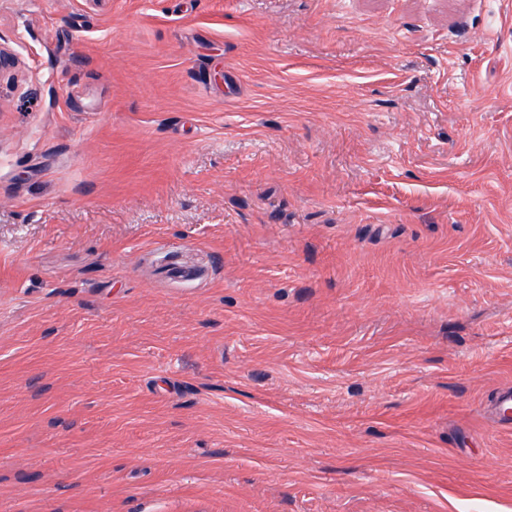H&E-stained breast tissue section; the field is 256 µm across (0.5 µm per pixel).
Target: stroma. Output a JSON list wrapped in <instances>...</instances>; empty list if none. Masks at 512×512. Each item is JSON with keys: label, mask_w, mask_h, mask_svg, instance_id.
I'll return each mask as SVG.
<instances>
[{"label": "stroma", "mask_w": 512, "mask_h": 512, "mask_svg": "<svg viewBox=\"0 0 512 512\" xmlns=\"http://www.w3.org/2000/svg\"><path fill=\"white\" fill-rule=\"evenodd\" d=\"M0 512H512L507 0H0ZM509 405H512V387L504 388L496 392L491 404L490 415L497 424L511 425V418L504 414Z\"/></svg>", "instance_id": "35a3bbf8"}]
</instances>
